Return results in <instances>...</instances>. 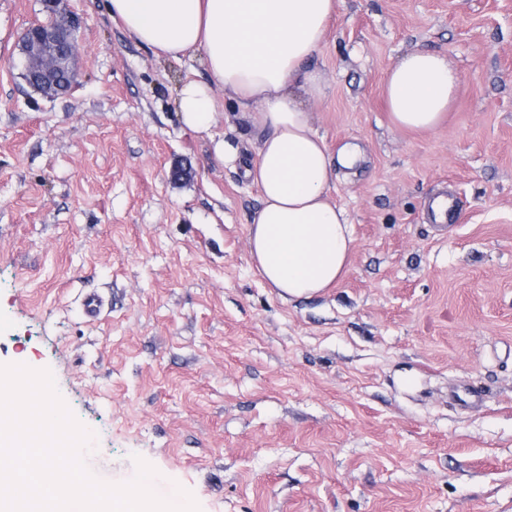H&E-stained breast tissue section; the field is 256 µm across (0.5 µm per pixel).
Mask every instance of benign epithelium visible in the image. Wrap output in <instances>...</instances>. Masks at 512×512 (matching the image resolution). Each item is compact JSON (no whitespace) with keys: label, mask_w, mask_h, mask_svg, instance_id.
<instances>
[{"label":"benign epithelium","mask_w":512,"mask_h":512,"mask_svg":"<svg viewBox=\"0 0 512 512\" xmlns=\"http://www.w3.org/2000/svg\"><path fill=\"white\" fill-rule=\"evenodd\" d=\"M77 26L69 21L62 26L54 21L27 28L18 42L23 76L30 78L29 86L37 93L54 97L71 90L77 81L73 56Z\"/></svg>","instance_id":"7a95c632"}]
</instances>
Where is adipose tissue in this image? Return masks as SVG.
I'll return each instance as SVG.
<instances>
[{"instance_id": "1", "label": "adipose tissue", "mask_w": 512, "mask_h": 512, "mask_svg": "<svg viewBox=\"0 0 512 512\" xmlns=\"http://www.w3.org/2000/svg\"><path fill=\"white\" fill-rule=\"evenodd\" d=\"M338 0H108L113 20L156 57L200 55L209 81L185 80L177 94L183 125L212 129L215 87L238 103L249 128L265 137L245 175L261 192L248 230L252 261L280 295L308 298L336 284L354 239L346 210L329 191L335 167L359 160L356 147L329 154L311 114L294 94L326 89L310 58L322 44ZM458 78L446 56L404 55L389 71L385 96L399 128L435 130L454 98Z\"/></svg>"}]
</instances>
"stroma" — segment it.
Listing matches in <instances>:
<instances>
[{"label":"stroma","instance_id":"stroma-1","mask_svg":"<svg viewBox=\"0 0 512 512\" xmlns=\"http://www.w3.org/2000/svg\"><path fill=\"white\" fill-rule=\"evenodd\" d=\"M58 13L81 21L79 79L46 98L17 47L45 6L0 0V364L54 373L94 476L143 458L200 512H512V0H338L309 110L330 153L360 150L331 190L355 248L293 300L250 256L257 144L231 96L194 133L176 97L208 80L198 57L157 58L106 0ZM415 50L458 76L430 132L383 98ZM447 194L453 224L428 210Z\"/></svg>","mask_w":512,"mask_h":512}]
</instances>
